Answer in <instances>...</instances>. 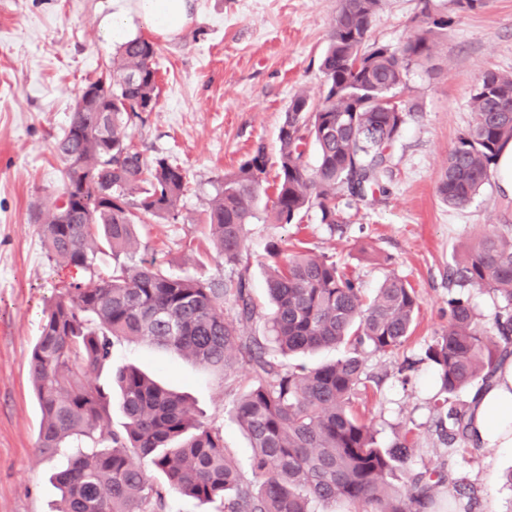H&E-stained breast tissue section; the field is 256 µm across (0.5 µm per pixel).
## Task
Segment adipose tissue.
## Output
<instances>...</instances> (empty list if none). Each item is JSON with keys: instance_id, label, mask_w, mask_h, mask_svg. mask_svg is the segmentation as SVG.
<instances>
[{"instance_id": "1", "label": "adipose tissue", "mask_w": 512, "mask_h": 512, "mask_svg": "<svg viewBox=\"0 0 512 512\" xmlns=\"http://www.w3.org/2000/svg\"><path fill=\"white\" fill-rule=\"evenodd\" d=\"M193 0H112L106 32L125 43L145 29L170 39L192 20ZM470 439L482 448H512V361L497 372L492 384L472 402Z\"/></svg>"}]
</instances>
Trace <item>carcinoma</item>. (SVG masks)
<instances>
[{
    "mask_svg": "<svg viewBox=\"0 0 512 512\" xmlns=\"http://www.w3.org/2000/svg\"><path fill=\"white\" fill-rule=\"evenodd\" d=\"M381 2L339 0L320 63L326 89L316 102L295 94L279 130L266 223L295 224L316 209L334 228L340 200L364 201L392 178L391 151L416 109L401 97L406 76L432 59L436 30L448 21L433 16L427 3L413 36L398 47L380 44L370 29ZM156 56L148 38L122 44L105 71L86 79L68 127L54 141L63 168L59 203L40 225L48 260L87 271L100 242L114 259H128L109 278L64 285L30 354L41 411L38 448L48 456L71 449L55 475L58 512H174L177 496L208 504L211 512H318L316 505L336 502L348 512H428L443 476L415 471L406 439L379 445L354 409L369 380L364 355L392 353L413 333L420 303L405 279L386 276L366 299L335 261L286 240L274 243L267 335L245 334L258 316L244 252L267 164L263 149L217 180L206 211L213 248L224 265L238 268L236 277L201 280L133 261L137 223L145 216L177 221L189 184L186 169L165 158L147 162L131 140V126L158 104ZM471 109L472 122L436 182L450 207L472 202L490 181L502 145L512 141V75L484 73ZM310 143L318 155L313 168L304 160ZM453 279L460 287L489 288L502 301L492 334L469 301L449 298L448 323L426 350L439 383L435 429L457 448L469 444V422L455 397L487 388L512 355V235L481 236ZM120 339L244 377L228 414L253 448L251 477L229 461L219 427L139 368H122L106 387L93 381ZM341 344L347 352L334 363L284 362ZM115 393L125 416L120 431L109 421ZM398 478L406 490L396 486Z\"/></svg>",
    "mask_w": 512,
    "mask_h": 512,
    "instance_id": "carcinoma-1",
    "label": "carcinoma"
}]
</instances>
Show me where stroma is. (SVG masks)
Instances as JSON below:
<instances>
[{"instance_id": "obj_1", "label": "stroma", "mask_w": 512, "mask_h": 512, "mask_svg": "<svg viewBox=\"0 0 512 512\" xmlns=\"http://www.w3.org/2000/svg\"><path fill=\"white\" fill-rule=\"evenodd\" d=\"M191 22L173 39H156L158 105L132 127L147 161L164 157L188 169L191 183L178 222L147 219L138 257L173 273L229 278L202 222L218 176L237 168L257 147L269 162L262 176L273 191L278 130L292 96L324 89L320 59L339 0H194ZM447 15L429 68L407 77L410 113L391 157L393 177L377 204H352L340 228L310 210L297 224L254 220L248 233V278L268 310V247L281 239L332 258L372 296L385 275L408 281L421 309L414 334L391 354L365 357L368 387L357 407L386 446L414 444V469L449 470L465 480L474 512H512V448L448 451L433 424L434 369L425 351L446 325L448 272L488 232H512V197L490 181L466 206L441 204L435 185L456 137L471 122L470 97L487 70L512 73V0H383L371 33L399 46L418 27L424 4ZM112 0H0V512H56L52 476L61 457L37 448L41 412L29 356L44 312L72 271L49 262L40 237L57 196L63 163L53 143L66 128L77 91L109 64L117 49L104 35ZM415 368L402 384L404 359ZM134 365L186 392L198 413L224 432L241 470L251 450L228 415L237 377L178 358L144 342L120 341L109 369Z\"/></svg>"}]
</instances>
